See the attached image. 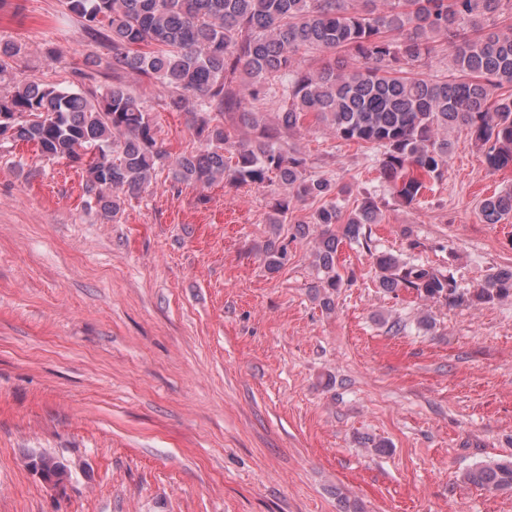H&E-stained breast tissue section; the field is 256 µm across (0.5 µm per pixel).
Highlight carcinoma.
<instances>
[{"label": "carcinoma", "instance_id": "cac0c4a2", "mask_svg": "<svg viewBox=\"0 0 512 512\" xmlns=\"http://www.w3.org/2000/svg\"><path fill=\"white\" fill-rule=\"evenodd\" d=\"M512 0H62L85 34L112 50L96 66L132 72L164 94L166 109L185 114L206 148L171 156L158 145L144 100L114 82L103 92L37 82L14 84L0 97V134L33 145L41 156L64 159L85 173V204L111 218L121 196H137L158 170L174 185L231 187L274 180L284 190L268 216L277 227L315 242L323 306L331 308L342 280L336 258L345 240L371 242L381 223L371 195L353 208L341 203L346 186L314 176L288 137L313 117L330 135L373 153L381 183L400 201L418 200L425 179L448 169V130L463 125L484 149L491 170L512 166V25L486 20ZM347 52L359 66L312 64L310 54ZM20 48L0 41V80ZM448 58L454 73L421 78L412 67ZM277 104L276 122L253 108ZM254 138L240 137V128ZM314 204L309 220L292 221L290 204ZM479 210L490 224L512 217V190L493 193ZM342 233L336 234V225ZM267 269L288 263V243L274 236L258 247ZM379 285L425 299L456 303L453 277L397 257L374 255ZM512 298V269L488 275L470 292L477 304ZM48 471L71 478V466L49 453ZM465 480L488 492L512 491V462L478 465Z\"/></svg>", "mask_w": 512, "mask_h": 512}]
</instances>
